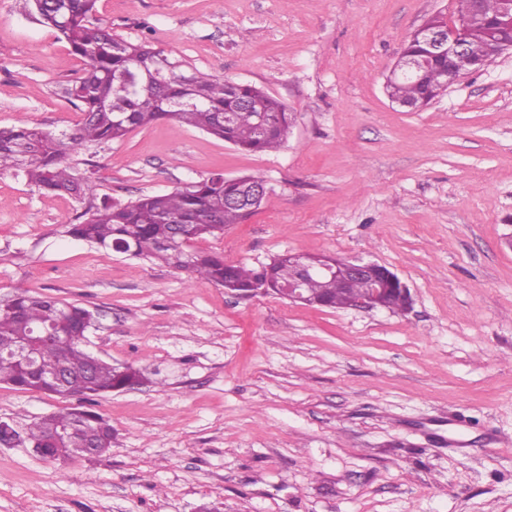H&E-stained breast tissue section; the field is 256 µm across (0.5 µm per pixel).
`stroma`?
Returning <instances> with one entry per match:
<instances>
[{
  "instance_id": "obj_1",
  "label": "stroma",
  "mask_w": 512,
  "mask_h": 512,
  "mask_svg": "<svg viewBox=\"0 0 512 512\" xmlns=\"http://www.w3.org/2000/svg\"><path fill=\"white\" fill-rule=\"evenodd\" d=\"M455 0H98L113 34L262 88L294 115L246 153L170 120L75 158L125 204L201 178L269 193L192 247L256 267L288 252L372 260L409 289L388 310L239 298L69 235L85 209L0 171V301L21 289L94 311L89 350L147 385L94 397L114 439L49 460L0 445V512H512V52L416 112L384 81ZM82 64L0 0V127L70 133ZM0 385V419L78 406Z\"/></svg>"
}]
</instances>
